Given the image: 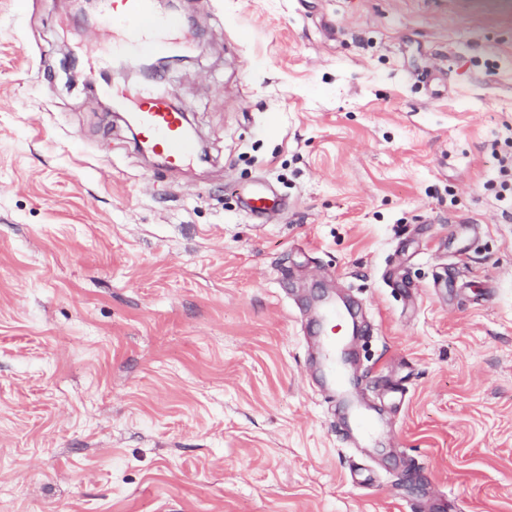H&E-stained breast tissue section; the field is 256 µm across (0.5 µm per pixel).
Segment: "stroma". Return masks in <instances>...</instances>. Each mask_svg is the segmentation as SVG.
<instances>
[{
  "mask_svg": "<svg viewBox=\"0 0 512 512\" xmlns=\"http://www.w3.org/2000/svg\"><path fill=\"white\" fill-rule=\"evenodd\" d=\"M154 164L69 73V0H0V512H512V0H180ZM272 185L255 223L240 194ZM352 300L354 449L310 364ZM134 110L140 143L163 155L171 168H180L195 157V145L186 133L184 114L177 111L170 96L154 94L147 90L137 98L121 96Z\"/></svg>",
  "mask_w": 512,
  "mask_h": 512,
  "instance_id": "obj_1",
  "label": "stroma"
}]
</instances>
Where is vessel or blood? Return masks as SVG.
Instances as JSON below:
<instances>
[{
  "label": "vessel or blood",
  "mask_w": 512,
  "mask_h": 512,
  "mask_svg": "<svg viewBox=\"0 0 512 512\" xmlns=\"http://www.w3.org/2000/svg\"><path fill=\"white\" fill-rule=\"evenodd\" d=\"M189 41L179 19L158 15L153 0H101L100 25L84 46L86 79L96 83L109 64V51L171 54L187 48ZM140 130L139 141L163 155L172 168H180L195 157V145L184 126L185 117L168 97L144 91L129 102ZM281 199L265 190L247 194L245 207L252 217L263 218L280 208ZM316 354L313 364L329 394L348 409L352 431L364 446L376 444L383 432L379 418L356 400L345 367L344 339L351 325L347 307L333 299L319 304L313 313Z\"/></svg>",
  "instance_id": "1"
}]
</instances>
